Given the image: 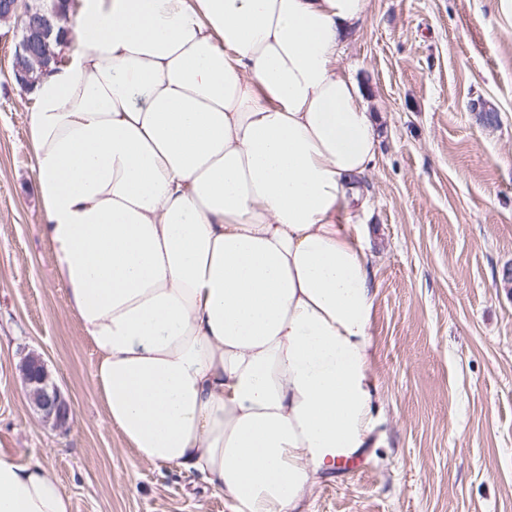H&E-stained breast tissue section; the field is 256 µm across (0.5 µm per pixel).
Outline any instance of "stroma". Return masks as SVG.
<instances>
[{"instance_id": "1", "label": "stroma", "mask_w": 512, "mask_h": 512, "mask_svg": "<svg viewBox=\"0 0 512 512\" xmlns=\"http://www.w3.org/2000/svg\"><path fill=\"white\" fill-rule=\"evenodd\" d=\"M20 22L0 38V454L63 481L72 512H231L199 477L146 464L105 418L95 355L40 236ZM339 64L378 117L363 245L378 288V445L313 491L310 512H512V14L497 0H369ZM495 127L477 119L481 107ZM40 354L67 429L34 411ZM23 383L34 410L53 427L69 423L72 409L60 387L52 380L42 357L31 352L20 363Z\"/></svg>"}]
</instances>
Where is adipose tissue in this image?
I'll return each mask as SVG.
<instances>
[{"mask_svg": "<svg viewBox=\"0 0 512 512\" xmlns=\"http://www.w3.org/2000/svg\"><path fill=\"white\" fill-rule=\"evenodd\" d=\"M369 0H81L31 146L107 420L231 512H306L368 447L376 117L339 66ZM0 512H71L0 455Z\"/></svg>", "mask_w": 512, "mask_h": 512, "instance_id": "ef3b65f1", "label": "adipose tissue"}]
</instances>
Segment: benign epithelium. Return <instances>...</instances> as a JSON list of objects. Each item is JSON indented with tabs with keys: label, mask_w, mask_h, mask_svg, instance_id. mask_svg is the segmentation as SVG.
Segmentation results:
<instances>
[{
	"label": "benign epithelium",
	"mask_w": 512,
	"mask_h": 512,
	"mask_svg": "<svg viewBox=\"0 0 512 512\" xmlns=\"http://www.w3.org/2000/svg\"><path fill=\"white\" fill-rule=\"evenodd\" d=\"M26 15L38 19V23L27 25L16 44L15 58L25 57L41 70L60 58L46 52L54 28L51 18L36 10L29 0H0V22L16 16ZM23 383L34 410L46 423L56 428L68 425L72 409L60 387L52 380L42 357L31 352L20 363Z\"/></svg>",
	"instance_id": "obj_1"
}]
</instances>
